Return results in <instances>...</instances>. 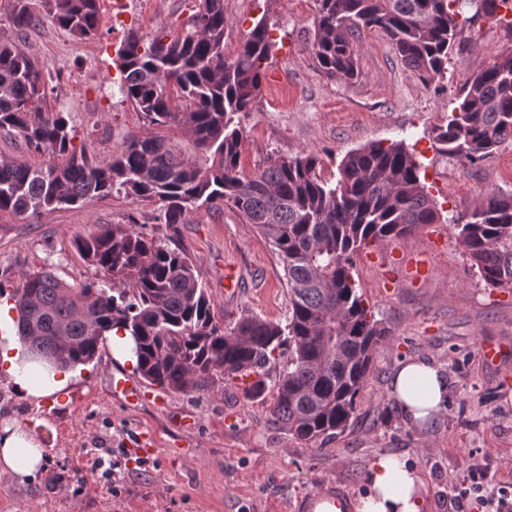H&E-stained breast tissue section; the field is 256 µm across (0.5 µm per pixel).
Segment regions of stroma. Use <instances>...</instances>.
<instances>
[{
    "label": "stroma",
    "mask_w": 512,
    "mask_h": 512,
    "mask_svg": "<svg viewBox=\"0 0 512 512\" xmlns=\"http://www.w3.org/2000/svg\"><path fill=\"white\" fill-rule=\"evenodd\" d=\"M191 0H100L99 34L80 40L50 21L23 35L0 26V40L58 73L48 95L52 110L69 113L77 141L107 160L129 137L145 132L140 112L118 91L113 59L125 35L107 18L118 15L144 36L179 35ZM224 45L233 53L252 23L268 17L276 51L267 64L254 112L243 119L245 172L303 151L319 155L335 178L342 158L372 142L403 140L424 165L425 182L444 218L403 239L375 243L356 257L359 291L390 327L360 395L354 428L322 447L293 439L270 414L269 403L246 399L235 382L187 393L149 386L147 399L128 404L112 392L113 375H133L110 347L80 366L68 400L33 404L0 379V426L31 434L42 450L38 472L18 479L0 472V512H296L298 500L322 485H342L351 499L366 492L364 474L381 454H396L423 471L429 512H455L450 488L468 462L512 483V289L481 280L457 239L452 221L492 192L512 194L503 169L512 140L472 166L444 154L435 126L447 123L467 73L512 50V27L482 20L460 30L441 85L407 68L387 36L356 32L359 76H326L311 53L315 0H224ZM159 206L115 195L30 216L0 213V287L13 292L26 272L48 270L66 285L106 287L77 252L76 235L136 218L140 230L165 239ZM178 242L190 254L219 325L241 316L282 323L288 317L283 267L268 241L232 210L195 209ZM418 255L430 274L394 278L390 254ZM234 269L238 293L222 288ZM504 347L487 364L481 346ZM409 359L433 362L448 379V406L422 425L408 422L391 394V380ZM192 426H184V418ZM151 434L153 455L138 464L129 450Z\"/></svg>",
    "instance_id": "obj_1"
}]
</instances>
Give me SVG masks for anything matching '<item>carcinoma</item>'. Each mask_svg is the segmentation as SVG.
<instances>
[{
	"mask_svg": "<svg viewBox=\"0 0 512 512\" xmlns=\"http://www.w3.org/2000/svg\"><path fill=\"white\" fill-rule=\"evenodd\" d=\"M180 35L146 39L130 30L117 52L119 91L146 119L111 159L91 160L74 145V127L47 108L43 68L12 41H0V137L45 155L40 166L0 161V212L35 215L113 194L153 200L176 233L192 210L225 206L252 225L282 263L286 324L241 317L224 328L199 283L190 255L132 224H104L74 239L83 259L109 277L72 289L49 272L26 273L12 294L17 334L30 357L76 367L99 356L107 333L135 337V370L152 385L188 392L214 378L254 373L244 396L270 401L273 421L292 438L315 444L358 419V399L373 353L389 329L366 305L354 278L365 246L404 238L440 220L420 165L403 142L347 153L336 180L320 158L302 152L246 174L242 117L253 111L275 46L265 18L252 24L231 56L224 52V0H193ZM44 16L80 40L99 31V0H42ZM512 0H316L311 52L332 78L358 75L353 42L361 27L379 29L402 61L428 83L441 82L459 27L499 21ZM5 19L21 35L41 15L32 0H7ZM443 150L475 164L512 138V52L465 77L459 104L436 128ZM480 278L512 288V194L489 193L457 225ZM288 363L267 384L278 357Z\"/></svg>",
	"mask_w": 512,
	"mask_h": 512,
	"instance_id": "cac0c4a2",
	"label": "carcinoma"
}]
</instances>
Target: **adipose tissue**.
<instances>
[{
	"instance_id": "adipose-tissue-1",
	"label": "adipose tissue",
	"mask_w": 512,
	"mask_h": 512,
	"mask_svg": "<svg viewBox=\"0 0 512 512\" xmlns=\"http://www.w3.org/2000/svg\"><path fill=\"white\" fill-rule=\"evenodd\" d=\"M8 306L0 305V377L22 397L39 402L68 394L74 374L64 368L42 373L27 361L26 349L12 331ZM391 392L407 420L420 423L446 406L448 385L438 367L423 360L403 363L393 376ZM42 461L38 443L28 432L7 425L0 428V470L25 478ZM367 492L356 512H427L428 489L424 474L404 458L377 456L365 477Z\"/></svg>"
}]
</instances>
